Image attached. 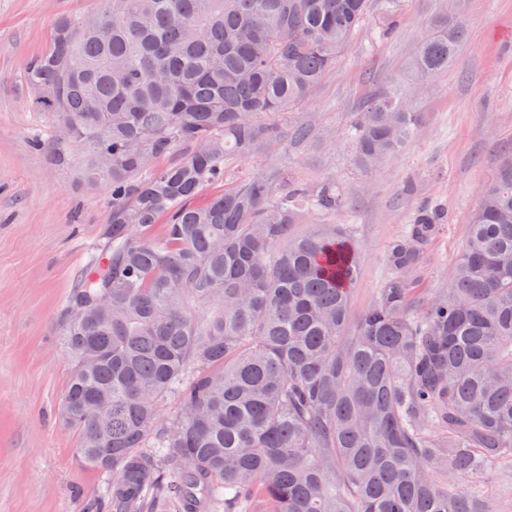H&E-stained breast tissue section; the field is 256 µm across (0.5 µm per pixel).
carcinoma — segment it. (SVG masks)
<instances>
[{
    "label": "carcinoma",
    "mask_w": 512,
    "mask_h": 512,
    "mask_svg": "<svg viewBox=\"0 0 512 512\" xmlns=\"http://www.w3.org/2000/svg\"><path fill=\"white\" fill-rule=\"evenodd\" d=\"M466 2L431 20L416 84L364 101L349 133L362 171L410 143L413 99L467 37ZM369 7L98 0L59 17L28 61L53 138L88 145L90 181L109 192L103 247L59 332L60 414L79 464L105 475L96 512H494L484 475L512 465V157L481 191L448 287L416 292L442 223L419 209L354 325L351 231H295L301 212L340 206L336 187L280 193L279 171L232 167L280 137L278 117ZM313 135L303 123L290 143Z\"/></svg>",
    "instance_id": "1"
}]
</instances>
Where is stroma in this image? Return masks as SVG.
Listing matches in <instances>:
<instances>
[{
    "label": "stroma",
    "mask_w": 512,
    "mask_h": 512,
    "mask_svg": "<svg viewBox=\"0 0 512 512\" xmlns=\"http://www.w3.org/2000/svg\"><path fill=\"white\" fill-rule=\"evenodd\" d=\"M445 0H398L394 15L371 10L349 51L304 102L278 119L281 139L243 160L240 171L286 170L316 188L335 179L343 208L306 214L298 231L328 221L352 228L361 250L351 316L374 300L387 250L421 207L446 222L427 245L420 296L448 285L481 189L512 155V0H467L469 29L448 70L415 103L422 121L411 144L367 174L346 136L366 96L408 79V63ZM96 0H0V512H88L104 478L76 462V432L60 419L70 362L57 335L68 299L102 246L107 191L87 176L88 149L46 141V113L24 81L54 19L87 14ZM319 135L302 149L285 136L303 122Z\"/></svg>",
    "instance_id": "stroma-1"
}]
</instances>
